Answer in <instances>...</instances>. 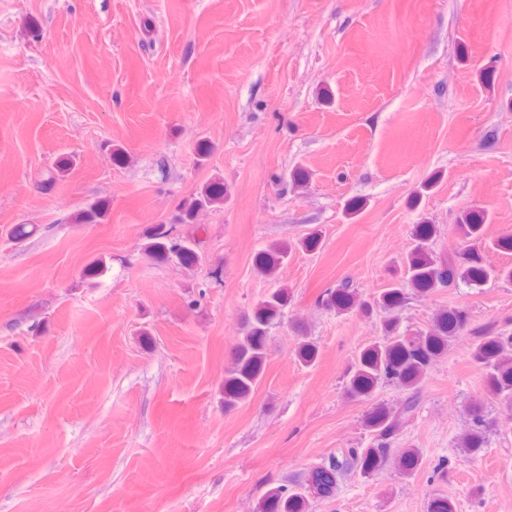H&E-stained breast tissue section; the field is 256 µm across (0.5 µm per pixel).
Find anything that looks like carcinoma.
Returning a JSON list of instances; mask_svg holds the SVG:
<instances>
[{"label": "carcinoma", "instance_id": "cac0c4a2", "mask_svg": "<svg viewBox=\"0 0 512 512\" xmlns=\"http://www.w3.org/2000/svg\"><path fill=\"white\" fill-rule=\"evenodd\" d=\"M224 203V182L214 180L200 192L182 202L172 224H154L145 232L143 251L150 258L192 268L201 264L203 242L191 233L173 237L178 224H193L198 214ZM107 215L102 202L89 204L75 216L78 224H93ZM487 213L470 210L463 213L456 224L460 239L458 252L448 258V263L437 265L430 253V243L436 234L435 225L422 222L415 225L411 250L403 261L404 282H395L372 300H361L348 285L327 290L322 305L338 311L353 308L369 315L376 308L386 312L400 310L407 300L408 290L427 295L438 288H448L460 280L469 284H482L491 278L512 281V267L497 270L489 268L483 251L491 247L505 254H512V234L502 235L486 242ZM319 245V234L310 232L297 243L282 242L268 250L258 252L253 259L254 268L264 276L273 275L283 265L293 248L313 250ZM288 289L279 288L254 309L244 326L235 347L231 365L224 372V410L230 411L247 400L262 378L267 365V340L274 320L288 306ZM469 324L468 312L463 308H450L438 313L430 327L415 334L400 331L396 318L382 324L383 335L358 354L346 374L345 393L354 399L370 400L374 394L393 386L408 390L411 395L402 407L394 409L384 403L374 404L363 420L371 433V442L365 448L351 450L345 461H332L316 467L288 484L270 487L261 497L258 512H310L311 501L334 494L337 477L347 466L359 469L361 475L371 477L390 459L391 439L401 424V416L413 411L421 383L430 368L448 350L449 339L461 334ZM296 357L302 364L311 366L318 358L317 346L310 340L301 341ZM473 361L484 370L487 390L512 410V336L485 329L472 346ZM469 426L460 438L458 448L469 462H476L486 451L487 422L481 403H474L469 410ZM421 465V453L416 448H405L398 456V467L413 473Z\"/></svg>", "mask_w": 512, "mask_h": 512}]
</instances>
